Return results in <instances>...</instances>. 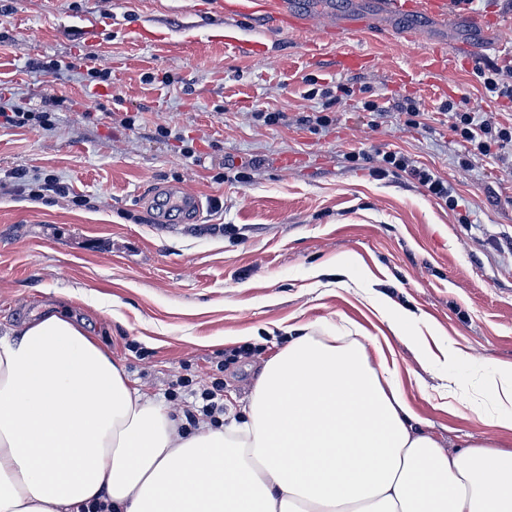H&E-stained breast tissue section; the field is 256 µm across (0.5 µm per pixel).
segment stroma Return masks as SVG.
<instances>
[{"label": "stroma", "mask_w": 512, "mask_h": 512, "mask_svg": "<svg viewBox=\"0 0 512 512\" xmlns=\"http://www.w3.org/2000/svg\"><path fill=\"white\" fill-rule=\"evenodd\" d=\"M205 3L0 0V92L67 100L52 129L0 127V177L54 174L89 199L0 197V335L41 313L66 314L177 418L217 380L225 412L240 414L289 335L386 336L407 403L443 447L512 448V433L477 417L492 410L481 399L486 379L512 364V146L470 155L441 109L464 98L510 125L512 101L485 99L473 61L454 55L427 80L430 44L395 31L332 40L282 33L256 15L239 27L266 55L232 54L216 39L225 17ZM138 27L162 41H131ZM346 51L370 55L371 66L337 72ZM71 56L110 71L109 85L35 68ZM328 87L336 97H325ZM368 100L384 116L363 112ZM408 100L424 126L407 125L398 107ZM261 110L284 117L268 125ZM319 111L329 126L315 125ZM114 112L140 119L128 129ZM160 126L193 138L194 155L160 138ZM353 151L362 160L349 161ZM388 151L446 180L457 208L406 174L375 176ZM172 183L201 196L199 220H153L143 197ZM356 262L373 287H337ZM384 297L414 317V341L393 337L375 309ZM450 346L466 353L452 368ZM238 349L246 357L230 361ZM452 378L462 390L453 414L443 407Z\"/></svg>", "instance_id": "1"}]
</instances>
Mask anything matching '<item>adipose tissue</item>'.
Masks as SVG:
<instances>
[{"instance_id":"obj_1","label":"adipose tissue","mask_w":512,"mask_h":512,"mask_svg":"<svg viewBox=\"0 0 512 512\" xmlns=\"http://www.w3.org/2000/svg\"><path fill=\"white\" fill-rule=\"evenodd\" d=\"M485 389L512 432V366ZM421 425L371 336L290 337L242 419L190 434L63 314L0 336V512H512V448Z\"/></svg>"}]
</instances>
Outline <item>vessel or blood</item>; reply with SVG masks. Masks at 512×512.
Instances as JSON below:
<instances>
[{
    "label": "vessel or blood",
    "mask_w": 512,
    "mask_h": 512,
    "mask_svg": "<svg viewBox=\"0 0 512 512\" xmlns=\"http://www.w3.org/2000/svg\"><path fill=\"white\" fill-rule=\"evenodd\" d=\"M451 0H372L369 9L354 8L346 13L334 16L328 30L332 33L345 34L356 32L367 27H393L401 23L403 18L421 15L426 18L428 26L433 30L432 41L435 45L433 57L442 61L443 33L449 21H456L470 32L467 40L456 43L459 55L474 59L488 52L507 53L504 42L494 40L492 30L477 14H460L450 8ZM217 12L231 16L233 22L225 26L222 38L225 46L231 47L235 53L265 54V43L241 39L236 26L237 21L245 20L256 13L268 14L280 30H302L310 24L307 15L290 9L286 0H215ZM169 207L187 213L190 218H198L202 210L199 195L187 188H180L167 200Z\"/></svg>",
    "instance_id": "1"
}]
</instances>
